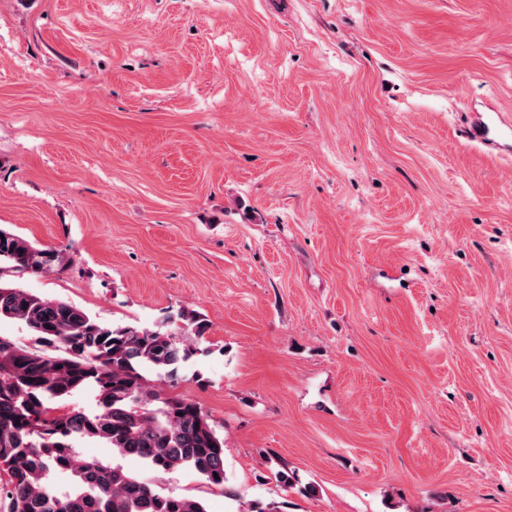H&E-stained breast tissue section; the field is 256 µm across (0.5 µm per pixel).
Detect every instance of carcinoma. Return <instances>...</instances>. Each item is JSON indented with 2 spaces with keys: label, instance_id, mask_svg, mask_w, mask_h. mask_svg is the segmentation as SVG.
I'll return each instance as SVG.
<instances>
[{
  "label": "carcinoma",
  "instance_id": "1",
  "mask_svg": "<svg viewBox=\"0 0 512 512\" xmlns=\"http://www.w3.org/2000/svg\"><path fill=\"white\" fill-rule=\"evenodd\" d=\"M0 322L35 336L25 348L0 336V497L7 512H207L204 501L164 494L122 465L80 455L76 443H104L120 458L158 472L190 469L223 488L224 436L195 401L162 398L146 373L174 381L197 352L208 323L193 311L158 325L113 327L90 312L41 297L12 281L70 263L0 227ZM180 321L183 335L167 329ZM90 396L85 410L72 400ZM65 479L64 491L54 478Z\"/></svg>",
  "mask_w": 512,
  "mask_h": 512
}]
</instances>
